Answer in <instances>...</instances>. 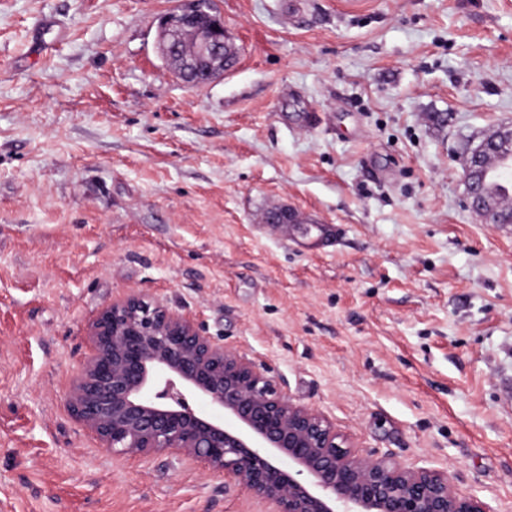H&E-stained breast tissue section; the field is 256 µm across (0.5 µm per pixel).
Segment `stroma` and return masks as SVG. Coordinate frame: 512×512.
I'll list each match as a JSON object with an SVG mask.
<instances>
[{
	"mask_svg": "<svg viewBox=\"0 0 512 512\" xmlns=\"http://www.w3.org/2000/svg\"><path fill=\"white\" fill-rule=\"evenodd\" d=\"M176 0H0V512H271L65 408L136 292L323 412L354 451L512 512V224L462 159L512 125V0H216L236 65L178 80ZM331 225L320 246L264 217ZM512 143V129L502 127L489 132L463 159V176L471 208L485 224H512V207L497 205L485 189V160L491 151H500Z\"/></svg>",
	"mask_w": 512,
	"mask_h": 512,
	"instance_id": "obj_1",
	"label": "stroma"
}]
</instances>
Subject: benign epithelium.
Returning <instances> with one entry per match:
<instances>
[{
	"mask_svg": "<svg viewBox=\"0 0 512 512\" xmlns=\"http://www.w3.org/2000/svg\"><path fill=\"white\" fill-rule=\"evenodd\" d=\"M198 13L191 0H178L162 17L164 29L192 38L189 47L166 45L164 53L193 67L198 50L212 77L224 70L229 36L214 6L207 29L192 26ZM510 142L511 128L493 130L463 159L470 206L486 224H512V207L497 205L485 189L489 152ZM87 337L65 406L114 453L199 459L273 512H493L457 492L443 471L353 453L322 412L160 301L117 298L88 325ZM280 457L288 468L276 465Z\"/></svg>",
	"mask_w": 512,
	"mask_h": 512,
	"instance_id": "1",
	"label": "benign epithelium"
}]
</instances>
